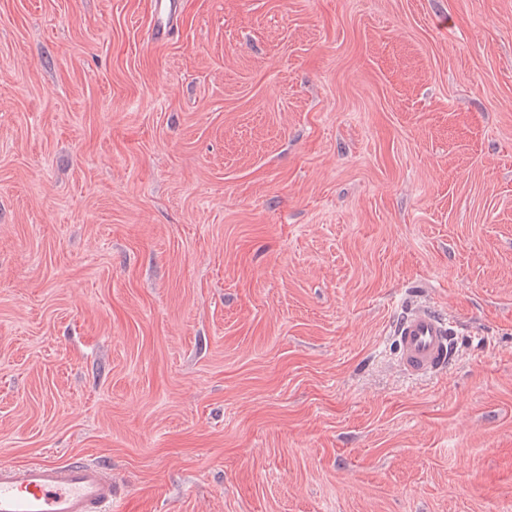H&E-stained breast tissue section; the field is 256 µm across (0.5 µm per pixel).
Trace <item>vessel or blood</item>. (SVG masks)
<instances>
[{"label":"vessel or blood","instance_id":"vessel-or-blood-1","mask_svg":"<svg viewBox=\"0 0 512 512\" xmlns=\"http://www.w3.org/2000/svg\"><path fill=\"white\" fill-rule=\"evenodd\" d=\"M181 0H151L153 36L170 35ZM397 362L412 377L448 366L454 328L424 302L406 307L391 328ZM0 512H112V470L103 462L54 455L29 463L0 461Z\"/></svg>","mask_w":512,"mask_h":512}]
</instances>
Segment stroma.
Returning <instances> with one entry per match:
<instances>
[{
	"label": "stroma",
	"mask_w": 512,
	"mask_h": 512,
	"mask_svg": "<svg viewBox=\"0 0 512 512\" xmlns=\"http://www.w3.org/2000/svg\"><path fill=\"white\" fill-rule=\"evenodd\" d=\"M0 0V461L117 512H512V0ZM456 322L412 381L407 303ZM180 0H151L153 36L157 41H165L173 30L174 22L180 13ZM0 512H112V469L79 456L1 460Z\"/></svg>",
	"instance_id": "obj_1"
}]
</instances>
